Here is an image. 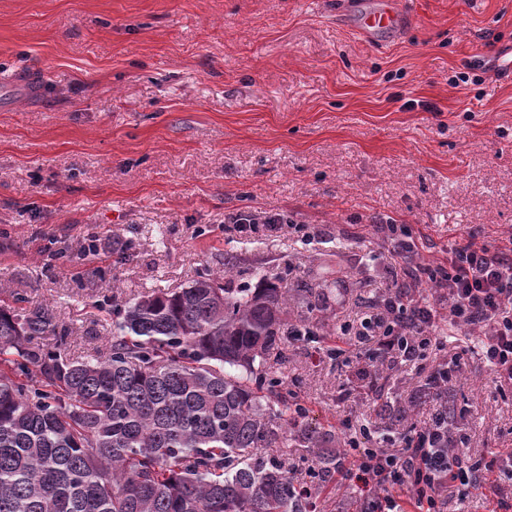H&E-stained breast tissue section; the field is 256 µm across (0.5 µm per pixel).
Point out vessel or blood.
Listing matches in <instances>:
<instances>
[{
	"mask_svg": "<svg viewBox=\"0 0 512 512\" xmlns=\"http://www.w3.org/2000/svg\"><path fill=\"white\" fill-rule=\"evenodd\" d=\"M342 12L368 41L397 39L411 22L400 0H344Z\"/></svg>",
	"mask_w": 512,
	"mask_h": 512,
	"instance_id": "1",
	"label": "vessel or blood"
}]
</instances>
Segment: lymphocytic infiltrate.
Here are the masks:
<instances>
[{
  "instance_id": "1",
  "label": "lymphocytic infiltrate",
  "mask_w": 512,
  "mask_h": 512,
  "mask_svg": "<svg viewBox=\"0 0 512 512\" xmlns=\"http://www.w3.org/2000/svg\"><path fill=\"white\" fill-rule=\"evenodd\" d=\"M405 278H418L425 287L403 300L386 289L379 313L362 323L358 345L376 343L377 353L357 361L358 377L379 380L384 364L398 365L423 356L435 340L438 302L448 304V331L476 339L488 384L497 392L512 391V237L489 244L467 239L448 247L446 257L421 266L403 267ZM368 431L352 438L354 455L341 479L360 489V512H446L447 495L468 497L482 491L492 512H507L503 480L512 469L493 448L478 459L455 455L451 426L434 421L411 425L399 452L370 447ZM405 496H398V489Z\"/></svg>"
}]
</instances>
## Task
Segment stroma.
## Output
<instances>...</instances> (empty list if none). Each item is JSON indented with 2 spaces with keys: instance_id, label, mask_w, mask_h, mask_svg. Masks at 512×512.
<instances>
[{
  "instance_id": "stroma-1",
  "label": "stroma",
  "mask_w": 512,
  "mask_h": 512,
  "mask_svg": "<svg viewBox=\"0 0 512 512\" xmlns=\"http://www.w3.org/2000/svg\"><path fill=\"white\" fill-rule=\"evenodd\" d=\"M404 3L413 26L381 45L345 26L340 0H0V73L38 85L0 110V306L32 297L69 333L44 344L98 357L115 320L97 301L220 274L290 288L288 323L330 344L402 279L374 222L439 248L512 236V73L496 66L512 0ZM240 213L287 221L226 235ZM283 348L268 372L336 447L366 426L398 451L403 427L437 409L419 393L430 370L455 361L459 452H512V397L461 345L375 387L318 361L316 344ZM287 464L317 512H356L358 488L320 485L314 454L289 445Z\"/></svg>"
}]
</instances>
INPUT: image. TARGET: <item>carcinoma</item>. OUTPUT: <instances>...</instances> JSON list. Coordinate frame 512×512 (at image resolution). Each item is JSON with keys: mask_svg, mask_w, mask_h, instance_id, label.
Returning a JSON list of instances; mask_svg holds the SVG:
<instances>
[{"mask_svg": "<svg viewBox=\"0 0 512 512\" xmlns=\"http://www.w3.org/2000/svg\"><path fill=\"white\" fill-rule=\"evenodd\" d=\"M0 308V512H309L284 459L328 438L291 416L264 363L283 356L288 289L203 277L112 306L103 358L41 337L67 331L29 296Z\"/></svg>", "mask_w": 512, "mask_h": 512, "instance_id": "cac0c4a2", "label": "carcinoma"}]
</instances>
